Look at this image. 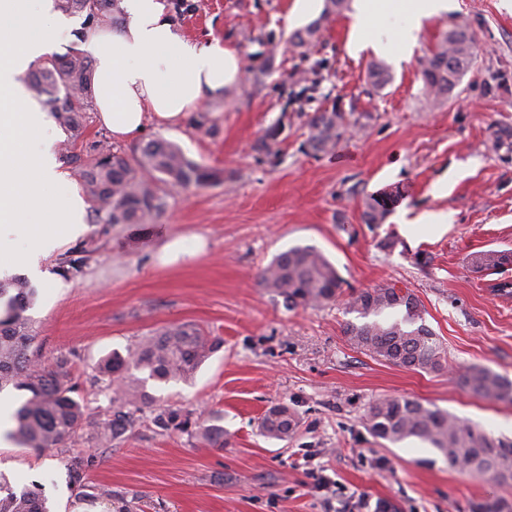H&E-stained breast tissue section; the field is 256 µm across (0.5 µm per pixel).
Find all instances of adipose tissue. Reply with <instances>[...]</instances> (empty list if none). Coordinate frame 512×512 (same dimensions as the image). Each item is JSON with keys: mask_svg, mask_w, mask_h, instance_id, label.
Returning a JSON list of instances; mask_svg holds the SVG:
<instances>
[{"mask_svg": "<svg viewBox=\"0 0 512 512\" xmlns=\"http://www.w3.org/2000/svg\"><path fill=\"white\" fill-rule=\"evenodd\" d=\"M122 7L121 27L86 29L81 43L93 64L98 118L114 139L137 137L150 115L177 125L237 79L233 51L217 39L200 44L180 36L162 0H123ZM354 8L349 49L390 54L414 46L424 20L447 11L448 0H354ZM393 14L405 16L403 26H385ZM35 16L48 30L28 31ZM72 24L55 0H0V278L36 268L85 229L86 204L52 150L54 118L26 90L29 71Z\"/></svg>", "mask_w": 512, "mask_h": 512, "instance_id": "1", "label": "adipose tissue"}]
</instances>
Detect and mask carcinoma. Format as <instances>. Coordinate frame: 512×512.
<instances>
[{
    "label": "carcinoma",
    "mask_w": 512,
    "mask_h": 512,
    "mask_svg": "<svg viewBox=\"0 0 512 512\" xmlns=\"http://www.w3.org/2000/svg\"><path fill=\"white\" fill-rule=\"evenodd\" d=\"M67 14L85 18V26L113 25L118 22V0H56ZM347 0H326L321 19L295 31L291 41L305 47L316 41L321 23L341 13ZM474 60V42L468 28L455 25L442 34L422 62L425 87L433 99L453 92ZM320 64L311 68L314 78L286 94L288 104L309 101L319 86ZM30 91L52 112L68 133L63 158L77 175L91 203V217L97 224H144L160 218L167 208V197L157 182L170 187L207 185L223 179L215 169L190 160L175 144L149 140L137 147V166L121 153L99 141L75 152L83 135V117L92 107V70L87 57L78 52L53 55L31 74ZM349 122L337 106L318 110L308 117L306 147L309 151H331L345 133ZM282 132L270 127L257 143L256 152L269 157ZM399 192L370 195L363 200L362 220L380 226L389 214V203ZM94 250L81 247L60 263L59 272L77 280L84 276ZM512 265V252L484 251L475 255L470 267L475 272H501ZM259 281L288 310L312 308L336 302L343 279L336 267L316 247L297 245L275 257L259 275ZM36 291L21 277L0 282V390L9 386L29 393L15 414L12 438L24 448L46 451L58 448L83 431L108 447L124 438L137 414L153 409V401L132 370L148 372L149 378L167 383L189 380L218 349L222 339L199 328L171 326L144 337L128 356L118 354L99 366L100 382L110 392L112 413L96 419L84 400L77 399L70 364L59 357L45 364L32 354L36 339L34 321L26 315ZM345 308L364 319L349 323L344 333L357 349L371 357L411 370L444 369L445 350L434 332L423 323L419 299L394 283L352 290ZM389 313L384 320L379 316ZM458 384L475 396L492 400H512V382L482 366H472L458 377ZM368 430L390 443L417 439L440 452L448 468L498 485H512V443L494 440L480 429L461 422L456 416L414 399H378L368 409ZM163 431L185 432L209 444L224 442V430L191 420L179 409L164 408L153 417ZM298 421L286 406H273L259 421L267 438L285 440L294 433ZM0 512H47L45 500L29 490L16 491L0 478ZM475 512H512V503L500 497L475 505Z\"/></svg>",
    "instance_id": "obj_1"
}]
</instances>
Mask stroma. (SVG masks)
Instances as JSON below:
<instances>
[{"instance_id": "stroma-1", "label": "stroma", "mask_w": 512, "mask_h": 512, "mask_svg": "<svg viewBox=\"0 0 512 512\" xmlns=\"http://www.w3.org/2000/svg\"><path fill=\"white\" fill-rule=\"evenodd\" d=\"M165 2L181 36L221 40L240 58L237 82L179 126L147 120L135 140H113L88 112L84 139L110 143L131 160L139 142L172 141L224 179L168 189L167 210L155 222L88 225L42 259L28 313L41 360L68 357L80 396L103 416L112 405L93 384L103 360L169 325L221 337L192 380L151 381L146 389L160 407L220 415L224 445L160 430L147 411L109 447L80 439L38 452L8 443L0 473L15 489L41 491L51 512H116L111 502L78 498L69 470L75 457L91 460L86 485L111 486L133 512H376L383 502L399 512H471L487 499L512 501V486L449 470L429 445L392 444L365 425L376 400L411 398L512 441V402L457 383L475 365L512 380V296L488 293L491 276L468 265L481 251H512V139L495 143L512 129V11L501 0H454L448 13L425 20L412 55L402 58L349 53V10L325 22L311 46H293L291 33L319 20L325 0ZM455 24L469 28L474 61L448 99L433 105L421 62ZM376 61L391 75L379 90L366 83ZM316 63L322 81L313 99L282 113V91ZM259 65L267 74L258 83L252 69ZM335 105L359 130L329 153L305 150L308 115ZM277 123L283 131L273 160L257 162L255 143ZM393 186L403 195L385 223L364 224V198ZM440 212L452 215L446 232L416 221ZM389 236L391 248L383 245ZM90 241L98 250L84 277H62L61 258ZM173 242L181 249L175 259L164 251ZM296 245L321 250L344 289L387 282L411 289L445 348V370L414 371L357 350L344 334L354 316L343 303L286 310L259 274ZM277 404L299 420L285 440L267 439L258 427Z\"/></svg>"}]
</instances>
